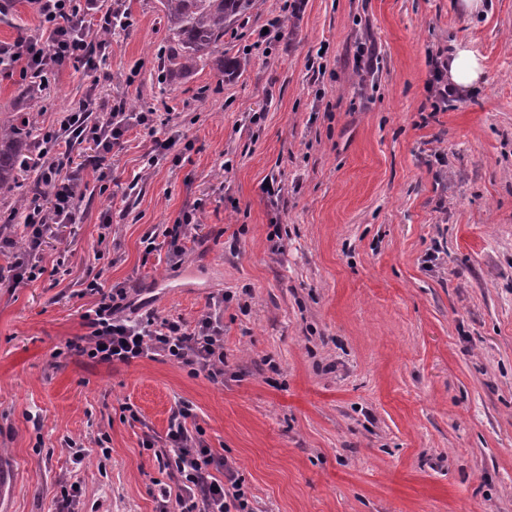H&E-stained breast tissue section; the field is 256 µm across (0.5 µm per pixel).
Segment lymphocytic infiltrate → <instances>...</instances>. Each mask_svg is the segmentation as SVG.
Returning <instances> with one entry per match:
<instances>
[{
	"label": "lymphocytic infiltrate",
	"instance_id": "1",
	"mask_svg": "<svg viewBox=\"0 0 512 512\" xmlns=\"http://www.w3.org/2000/svg\"><path fill=\"white\" fill-rule=\"evenodd\" d=\"M40 18L42 34L18 36L0 45V71L19 67L21 74L44 77L50 69L70 63L88 71L96 70L97 53L106 52L108 42L91 43L88 30H106L128 23L121 0H29ZM149 112H128L123 106L111 108L105 118H92L87 104L61 112L54 126L34 140L26 164L35 172L36 191L23 215L14 224L0 225V246L9 248V275H0V285L16 288L37 279L44 271L42 245L58 224H73L78 218V184L75 177L62 176L65 158L86 142L94 143L97 181L109 177L107 158L119 146L131 127L152 129ZM85 291L95 301L83 315L86 332L67 341L65 347L98 363L128 364L136 359L168 358L190 375H204L215 384L224 381V323L219 310L223 297H216L211 311L189 325L161 320L153 313L126 316L129 309L126 288L106 287L100 276L86 283ZM193 408L182 403L171 419L162 450L153 440L144 448L154 450L163 468L175 478L176 490H162L158 512H254L234 465L205 444L202 431H190L188 419Z\"/></svg>",
	"mask_w": 512,
	"mask_h": 512
}]
</instances>
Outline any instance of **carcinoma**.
Wrapping results in <instances>:
<instances>
[{
	"instance_id": "carcinoma-1",
	"label": "carcinoma",
	"mask_w": 512,
	"mask_h": 512,
	"mask_svg": "<svg viewBox=\"0 0 512 512\" xmlns=\"http://www.w3.org/2000/svg\"><path fill=\"white\" fill-rule=\"evenodd\" d=\"M262 0H160L167 22L168 51L158 69L169 77L181 76L201 64L222 74L241 67L240 60L224 55V31L250 18ZM29 112L0 119V191L12 190L27 156V141L34 127Z\"/></svg>"
}]
</instances>
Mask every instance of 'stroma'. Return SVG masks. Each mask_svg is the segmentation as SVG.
Returning <instances> with one entry per match:
<instances>
[{
	"label": "stroma",
	"mask_w": 512,
	"mask_h": 512,
	"mask_svg": "<svg viewBox=\"0 0 512 512\" xmlns=\"http://www.w3.org/2000/svg\"><path fill=\"white\" fill-rule=\"evenodd\" d=\"M483 4L264 0L224 34L238 72L166 82L158 0H124L131 23L96 77L49 74L37 128L88 95L94 111L120 100L160 126L125 132L104 185L94 145L71 153L79 223L57 225L37 280L0 288V472L13 486L0 512H57L64 480L78 512H157L175 482L142 442L163 439L182 402L258 512H512V0ZM39 32L29 0L0 14V43ZM458 44L485 75L444 103L434 68ZM195 203L182 260L146 254L145 236ZM91 272L189 324L230 294L223 384L160 357L65 352L85 333Z\"/></svg>",
	"instance_id": "obj_1"
}]
</instances>
